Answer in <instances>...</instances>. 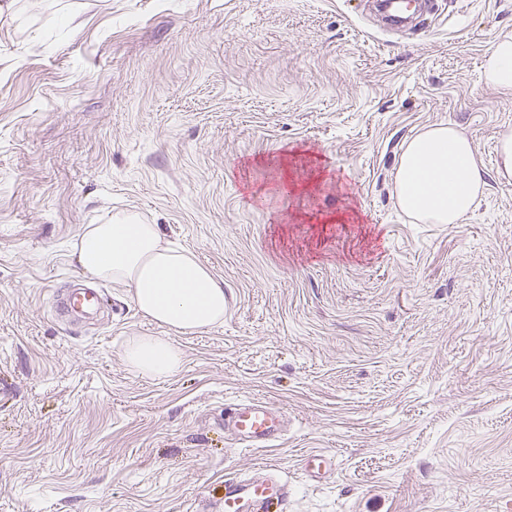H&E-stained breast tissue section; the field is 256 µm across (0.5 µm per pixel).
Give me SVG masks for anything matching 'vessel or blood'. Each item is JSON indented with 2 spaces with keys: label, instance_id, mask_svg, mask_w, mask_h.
<instances>
[{
  "label": "vessel or blood",
  "instance_id": "vessel-or-blood-1",
  "mask_svg": "<svg viewBox=\"0 0 512 512\" xmlns=\"http://www.w3.org/2000/svg\"><path fill=\"white\" fill-rule=\"evenodd\" d=\"M231 437L246 448H267L285 433L280 410L267 402H243L231 409L225 424ZM287 482L267 469L224 481V512H288Z\"/></svg>",
  "mask_w": 512,
  "mask_h": 512
}]
</instances>
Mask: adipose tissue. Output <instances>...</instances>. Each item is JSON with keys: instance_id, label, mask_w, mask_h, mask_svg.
Returning a JSON list of instances; mask_svg holds the SVG:
<instances>
[{"instance_id": "1", "label": "adipose tissue", "mask_w": 512, "mask_h": 512, "mask_svg": "<svg viewBox=\"0 0 512 512\" xmlns=\"http://www.w3.org/2000/svg\"><path fill=\"white\" fill-rule=\"evenodd\" d=\"M486 84L512 91V34L500 35L483 65ZM487 187L472 142L452 125L410 135L396 161L393 189L401 208L427 224H456ZM76 262L93 278L128 288L137 309L179 333L224 323V282L184 248L165 241L157 225L137 215L85 225L74 244ZM127 363L141 375L164 379L182 365V354L161 336H140L126 347Z\"/></svg>"}]
</instances>
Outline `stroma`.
<instances>
[{"label": "stroma", "instance_id": "1", "mask_svg": "<svg viewBox=\"0 0 512 512\" xmlns=\"http://www.w3.org/2000/svg\"><path fill=\"white\" fill-rule=\"evenodd\" d=\"M512 0H15L0 14V512H223L265 466L288 512H512V91L482 63ZM452 124L489 174L458 224L398 206L404 140ZM118 212L224 282V323L184 335L100 283L53 314L72 247ZM183 354L167 379L136 336ZM258 400L283 438L242 449ZM324 452L321 482L300 473ZM127 363L141 375L164 379L175 374L182 365V354L161 336H139L126 347ZM226 421L225 433L246 448H268L285 433L283 414L267 402L237 404Z\"/></svg>", "mask_w": 512, "mask_h": 512}]
</instances>
